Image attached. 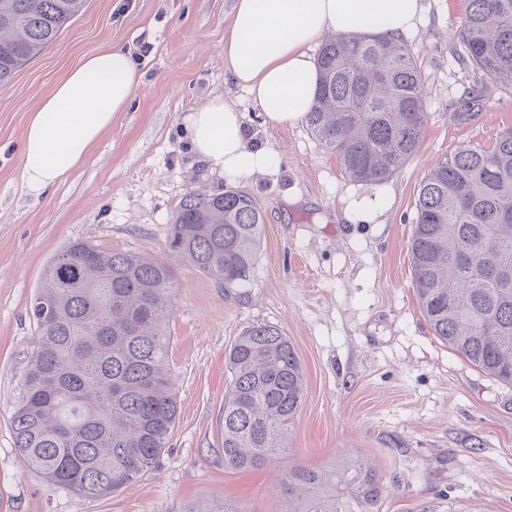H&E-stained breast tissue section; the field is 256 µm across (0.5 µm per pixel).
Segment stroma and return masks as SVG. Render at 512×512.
Segmentation results:
<instances>
[{
	"label": "stroma",
	"instance_id": "35a3bbf8",
	"mask_svg": "<svg viewBox=\"0 0 512 512\" xmlns=\"http://www.w3.org/2000/svg\"><path fill=\"white\" fill-rule=\"evenodd\" d=\"M233 0H88L40 56L0 85V512H191L214 502L284 512V466L224 464L225 355L241 331L273 324L293 344L305 391L287 462L327 467L358 455L384 486L378 512H512V385L433 336L413 286L408 241L419 188L459 146L493 148L512 127V85L488 80L456 31L467 0H423L405 40L424 87L416 153L388 180L345 177L305 123L272 127L224 73ZM144 77L86 160L39 197L20 186L28 118L55 82L106 45L137 52ZM220 95L245 115L254 145L280 162L240 183L264 215L251 281L223 289L173 262L172 217L192 191L225 187L199 163L187 112ZM173 262L167 364L178 418L157 468L89 499L24 466L12 416L38 342L28 307L70 242Z\"/></svg>",
	"mask_w": 512,
	"mask_h": 512
}]
</instances>
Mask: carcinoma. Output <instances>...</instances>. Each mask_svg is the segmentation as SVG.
I'll list each match as a JSON object with an SVG mask.
<instances>
[{
  "label": "carcinoma",
  "mask_w": 512,
  "mask_h": 512,
  "mask_svg": "<svg viewBox=\"0 0 512 512\" xmlns=\"http://www.w3.org/2000/svg\"><path fill=\"white\" fill-rule=\"evenodd\" d=\"M87 0H0V84L13 79L79 16ZM459 38L490 80L512 85V0H468ZM316 65L311 135L354 180L388 179L423 132V82L403 40L331 37ZM264 228L245 191L191 192L169 248L222 288L251 277ZM420 309L432 333L482 372L512 384V128L490 150L461 146L422 183L410 240ZM170 264L76 240L49 263L30 303L40 336L13 414L23 463L50 484L100 498L154 467L178 399L166 357ZM224 462L277 461L304 397L301 361L277 326L246 328L226 355ZM285 512H377L375 468L344 457L285 472Z\"/></svg>",
  "instance_id": "obj_1"
}]
</instances>
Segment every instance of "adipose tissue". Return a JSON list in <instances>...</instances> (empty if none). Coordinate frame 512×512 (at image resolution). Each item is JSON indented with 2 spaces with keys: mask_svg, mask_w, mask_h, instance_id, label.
Here are the masks:
<instances>
[{
  "mask_svg": "<svg viewBox=\"0 0 512 512\" xmlns=\"http://www.w3.org/2000/svg\"><path fill=\"white\" fill-rule=\"evenodd\" d=\"M422 12L421 0H234L224 34V70L275 127L309 112L317 70L311 50L323 34L383 31L401 37ZM143 74L123 48L110 46L68 70L27 122L21 185L40 195L81 164L91 146L124 111ZM194 154L226 181L274 169L278 155L253 147L243 115L215 96L185 117Z\"/></svg>",
  "mask_w": 512,
  "mask_h": 512,
  "instance_id": "adipose-tissue-1",
  "label": "adipose tissue"
}]
</instances>
